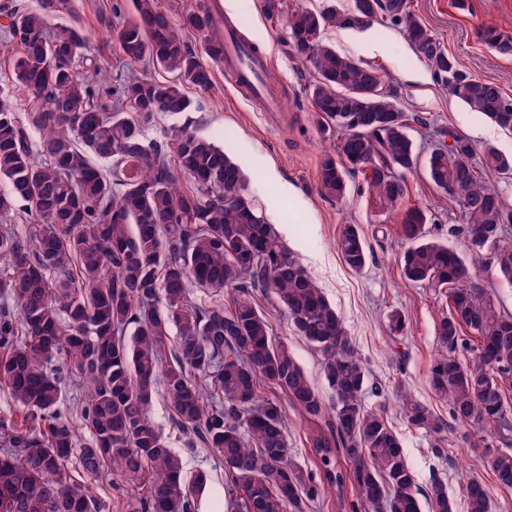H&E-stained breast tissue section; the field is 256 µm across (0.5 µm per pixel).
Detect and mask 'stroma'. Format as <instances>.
Wrapping results in <instances>:
<instances>
[{
    "instance_id": "1",
    "label": "stroma",
    "mask_w": 512,
    "mask_h": 512,
    "mask_svg": "<svg viewBox=\"0 0 512 512\" xmlns=\"http://www.w3.org/2000/svg\"><path fill=\"white\" fill-rule=\"evenodd\" d=\"M219 3L224 15L268 55V89L283 100L286 120L271 122L248 91L221 73L210 91L187 89L191 110L163 117L159 125L149 129V137H159L164 126L186 123L196 134L224 146L240 165L253 190L255 205L268 223L276 225L352 336L368 376L365 402L369 408L383 410L404 446L418 488L428 490L433 479H441L456 503V512H467L463 484L473 475L487 484L493 512H512V490L496 484L480 460V449L464 441L469 427L449 421L447 403L428 385L427 371L440 350L436 326L446 309V299L434 289L403 280L400 257L406 243L400 233L401 212L381 211L360 174L349 176L344 199L336 200L319 191V163L324 153L335 152L337 136L324 130L312 106L307 92L312 68L287 54L285 24L269 22L261 0ZM411 4L462 69L498 84L512 96V56L490 51L475 36L479 26L489 23L512 33V0H469L464 11L455 7L454 0H411ZM325 40L338 53L375 67L394 100L412 115L409 135L419 151V162L407 175L406 206L427 210L433 235L472 266L478 287L492 292L497 304L512 313V285L498 279L489 253L469 251L461 232L464 218L459 207L434 185L427 169L436 128L447 127L476 150L492 146L509 156L512 130L488 121L451 96L399 26L383 23L364 31L336 28L326 31ZM347 224L360 225L365 238L369 259L360 272L344 263L336 246ZM257 302L275 338L289 342L311 385L324 401H331L320 353L294 334L286 312L274 299L261 296ZM394 308L408 316L404 336L396 344L389 339L384 324L386 314ZM399 386L446 420L442 434H429L407 423L393 396ZM285 413L290 460L304 470H315L309 444L311 425L293 408H286ZM172 449L182 460L186 479L207 473V486L198 506L199 512H212L216 500L224 495L223 461L208 449L188 448L179 440L173 442Z\"/></svg>"
}]
</instances>
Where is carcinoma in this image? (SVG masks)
I'll list each match as a JSON object with an SVG mask.
<instances>
[{
	"mask_svg": "<svg viewBox=\"0 0 512 512\" xmlns=\"http://www.w3.org/2000/svg\"><path fill=\"white\" fill-rule=\"evenodd\" d=\"M129 2L128 15L121 0L112 4L116 21L106 42L132 73L117 74L110 86L90 52L78 0H41L36 10L11 0L4 9L16 47L12 91L33 106L18 112L0 87V181L8 185L0 217L29 221L23 232L0 225V387L22 412L19 422L0 419V512H112V500L97 492L102 484L122 490L128 512H197L207 475L185 481L180 457L150 422L157 388L185 445L224 461L218 512H304L322 491L342 496L349 486L357 500L351 512H421L402 442L384 414L365 404L367 375L352 337L246 194L237 163L186 124L147 135L160 116L189 111L186 89L214 85L213 65L224 61L222 11L197 0L175 18L162 0ZM263 9L270 21L286 17L287 51L315 70V112L340 134L336 153H325L319 166L329 197L343 198L346 177L360 172L381 209L392 212L418 162L409 115L374 67L324 41L330 28L401 25L449 94L512 128V112L503 111L512 97L460 70L410 0H352L345 9L324 0L288 13L285 0H263ZM477 36L512 55V35L496 25L481 26ZM157 71L169 80L157 81ZM440 135L429 176L462 210L471 250L489 252L498 278L512 285L504 202L486 178L511 172L512 156L489 146L475 164L468 140ZM401 232L404 280L448 299L429 386L448 402L453 421L475 426L472 446L482 449L496 483L512 489V401L505 395L512 373L493 370L512 365V314L472 285L470 267L432 236L423 208L404 211ZM337 246L351 269L366 267L358 225H344ZM257 292L274 297L295 334L322 353L332 406L288 344L273 337ZM386 321L398 342L406 315L393 309ZM174 327L180 336L172 347ZM461 350L474 354L470 363L459 360ZM67 378L80 388L68 405ZM265 388L286 396L307 421L332 415L330 430L310 440L321 481L288 459L283 405ZM398 396L410 425L445 429L406 388ZM491 435L503 447L489 443ZM464 493L467 512H491L481 479H468ZM427 498L431 512H456L439 479Z\"/></svg>",
	"mask_w": 512,
	"mask_h": 512,
	"instance_id": "obj_1",
	"label": "carcinoma"
}]
</instances>
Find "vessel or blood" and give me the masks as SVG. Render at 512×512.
<instances>
[{"mask_svg": "<svg viewBox=\"0 0 512 512\" xmlns=\"http://www.w3.org/2000/svg\"><path fill=\"white\" fill-rule=\"evenodd\" d=\"M223 66L234 76L238 86L250 91L261 111L267 112L270 118L278 117L283 105L266 87L267 57L229 28L224 31Z\"/></svg>", "mask_w": 512, "mask_h": 512, "instance_id": "obj_1", "label": "vessel or blood"}]
</instances>
